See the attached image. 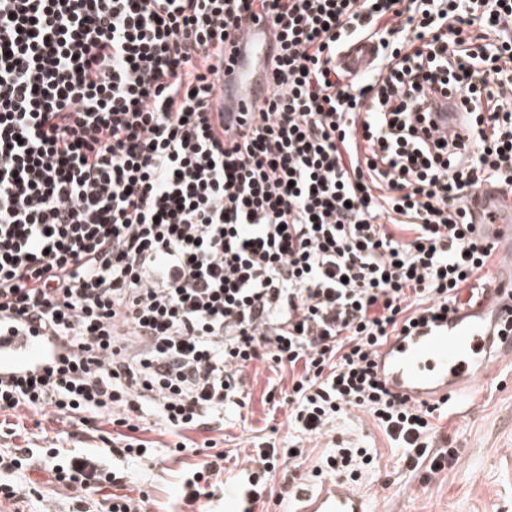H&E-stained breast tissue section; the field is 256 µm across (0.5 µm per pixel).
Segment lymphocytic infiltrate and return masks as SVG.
<instances>
[{"instance_id": "1", "label": "lymphocytic infiltrate", "mask_w": 512, "mask_h": 512, "mask_svg": "<svg viewBox=\"0 0 512 512\" xmlns=\"http://www.w3.org/2000/svg\"><path fill=\"white\" fill-rule=\"evenodd\" d=\"M265 23L267 96L235 116L237 34ZM373 42L375 68L339 65ZM466 139L430 131L436 94ZM512 195V0H0V317L59 343L45 368L0 378V416L35 412L67 438L106 422L123 461L146 454V413L189 453L187 432L243 407L242 375L288 369L289 449L248 473L297 481L304 442L368 415L413 465L447 400L411 403L378 375L379 349L455 311L494 248L478 191ZM74 512H151L117 468L46 449ZM31 448L0 451V498ZM223 454L182 499L211 497ZM369 448L336 446L315 474L358 481Z\"/></svg>"}]
</instances>
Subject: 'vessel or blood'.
Listing matches in <instances>:
<instances>
[{"label": "vessel or blood", "instance_id": "vessel-or-blood-1", "mask_svg": "<svg viewBox=\"0 0 512 512\" xmlns=\"http://www.w3.org/2000/svg\"><path fill=\"white\" fill-rule=\"evenodd\" d=\"M373 44L362 40L343 58L344 64L356 69L372 58ZM238 93L233 99L217 95L214 111L243 112L254 100V92L239 65ZM434 118L442 132L465 139L467 127L460 112L442 107ZM500 194L487 189L481 198L484 208L493 215L491 223L481 225L484 236L494 243L512 242V209L500 206ZM512 313V264L502 266L481 306L462 308L447 320L436 322L409 336L391 337L381 348L379 373L394 392L410 400L431 401L459 396L465 388L475 386L489 374L493 361L512 358V338L498 336L503 318ZM45 339L36 335H0V374L10 376L44 367L48 358ZM370 499L354 485L327 478L315 485L300 488L281 512H372Z\"/></svg>", "mask_w": 512, "mask_h": 512}]
</instances>
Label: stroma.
Here are the masks:
<instances>
[{"mask_svg": "<svg viewBox=\"0 0 512 512\" xmlns=\"http://www.w3.org/2000/svg\"><path fill=\"white\" fill-rule=\"evenodd\" d=\"M247 405L242 413H226L223 423L209 433L194 432L190 438L202 442L212 438L226 456L222 474L236 483L254 455L253 447L270 441L288 447L287 407L266 402L269 388L287 390L288 376L272 366H250L245 377ZM348 445L377 449L378 470L367 473L361 489L376 503V512H512V363L502 364L487 381L468 390L448 415L435 422L433 445H453L457 462L439 473L427 467L400 464L385 435L361 413L337 421L331 435L312 438L301 463V472L312 471L330 439ZM199 457L190 453L160 464L125 461L120 468L129 479L152 496L155 512H228L224 490L211 499L186 505L180 497L182 483ZM17 480L36 483L38 493L22 502V512H68L66 493L54 490L45 477L33 472L17 473Z\"/></svg>", "mask_w": 512, "mask_h": 512, "instance_id": "stroma-1", "label": "stroma"}]
</instances>
